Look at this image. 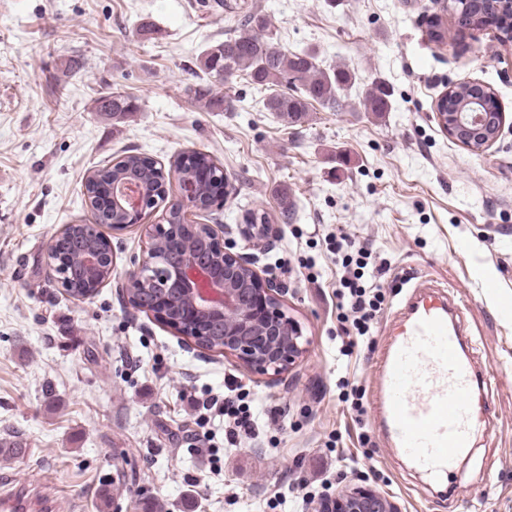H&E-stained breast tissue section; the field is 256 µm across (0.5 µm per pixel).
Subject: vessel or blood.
<instances>
[{
  "label": "vessel or blood",
  "instance_id": "1",
  "mask_svg": "<svg viewBox=\"0 0 512 512\" xmlns=\"http://www.w3.org/2000/svg\"><path fill=\"white\" fill-rule=\"evenodd\" d=\"M405 323L381 371L379 430L417 471L445 484L473 446L480 374L464 356L460 326L442 301L407 302Z\"/></svg>",
  "mask_w": 512,
  "mask_h": 512
}]
</instances>
